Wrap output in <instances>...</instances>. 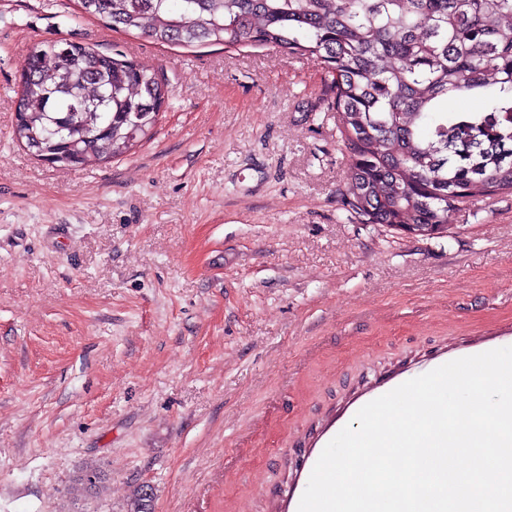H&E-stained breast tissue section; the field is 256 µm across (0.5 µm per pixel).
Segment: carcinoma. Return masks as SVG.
Segmentation results:
<instances>
[{
    "instance_id": "1",
    "label": "carcinoma",
    "mask_w": 512,
    "mask_h": 512,
    "mask_svg": "<svg viewBox=\"0 0 512 512\" xmlns=\"http://www.w3.org/2000/svg\"><path fill=\"white\" fill-rule=\"evenodd\" d=\"M81 15L158 44L268 46L331 73L350 158L345 210L445 230L456 205L512 193V0H78ZM479 97L478 110L448 99ZM167 80L118 52L36 45L16 142L69 168L151 138Z\"/></svg>"
}]
</instances>
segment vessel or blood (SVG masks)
Listing matches in <instances>:
<instances>
[{
	"label": "vessel or blood",
	"instance_id": "1",
	"mask_svg": "<svg viewBox=\"0 0 512 512\" xmlns=\"http://www.w3.org/2000/svg\"><path fill=\"white\" fill-rule=\"evenodd\" d=\"M508 341L506 337L500 336L491 340H483L467 346L451 345L443 348L442 352L431 359L429 362L417 365L414 367L412 373H399L392 377L384 384L367 389L358 394L346 407L344 412L340 414L336 420L328 427L325 432L326 438H334L337 433L344 428L353 419L355 414L364 405L370 401L380 397L381 395L389 392L398 385L408 381L409 377L420 376L425 374L449 361L483 353L495 348L507 346ZM321 448H313L308 456L305 465L301 472L298 474L296 484L293 489L288 490L276 503L278 512H298V506L302 494L308 484L312 469L321 455Z\"/></svg>",
	"mask_w": 512,
	"mask_h": 512
}]
</instances>
